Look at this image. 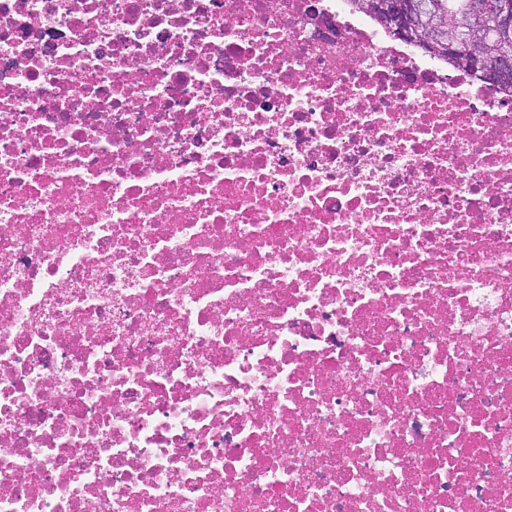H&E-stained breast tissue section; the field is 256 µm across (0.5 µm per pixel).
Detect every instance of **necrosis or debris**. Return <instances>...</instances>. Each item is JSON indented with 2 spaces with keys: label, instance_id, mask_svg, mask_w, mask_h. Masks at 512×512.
<instances>
[{
  "label": "necrosis or debris",
  "instance_id": "4bbe7bcc",
  "mask_svg": "<svg viewBox=\"0 0 512 512\" xmlns=\"http://www.w3.org/2000/svg\"><path fill=\"white\" fill-rule=\"evenodd\" d=\"M0 512H512V96L337 0H0Z\"/></svg>",
  "mask_w": 512,
  "mask_h": 512
}]
</instances>
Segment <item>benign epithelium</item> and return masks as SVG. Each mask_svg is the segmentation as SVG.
Returning <instances> with one entry per match:
<instances>
[{"label":"benign epithelium","instance_id":"7a95c632","mask_svg":"<svg viewBox=\"0 0 512 512\" xmlns=\"http://www.w3.org/2000/svg\"><path fill=\"white\" fill-rule=\"evenodd\" d=\"M374 6L392 17L397 36L419 41L433 50L444 49L450 54L461 43L472 38L475 23H483L482 15L476 11L467 20L459 22L456 34L448 38L444 29L425 26V18L430 12L429 0H377ZM490 28L498 32L512 31V0L499 2L495 16L490 21ZM470 64L474 76L484 84L494 85L512 74V57L509 55L502 56L497 65L490 68L485 64L482 53L474 50Z\"/></svg>","mask_w":512,"mask_h":512}]
</instances>
